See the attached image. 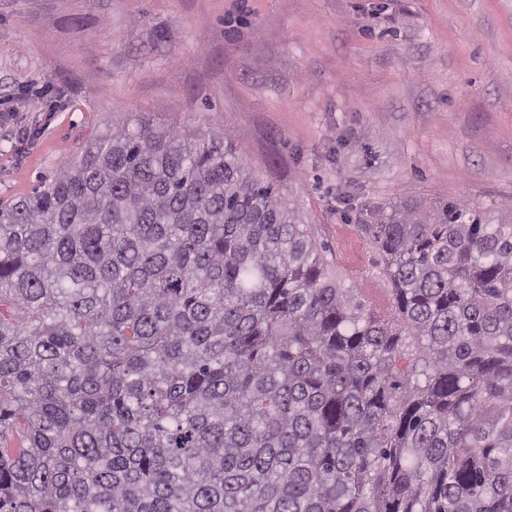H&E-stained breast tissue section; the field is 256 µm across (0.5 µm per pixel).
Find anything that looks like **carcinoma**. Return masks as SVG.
<instances>
[{"label":"carcinoma","mask_w":512,"mask_h":512,"mask_svg":"<svg viewBox=\"0 0 512 512\" xmlns=\"http://www.w3.org/2000/svg\"><path fill=\"white\" fill-rule=\"evenodd\" d=\"M361 228L392 312L222 131L149 118L0 208V512H512V203Z\"/></svg>","instance_id":"1"}]
</instances>
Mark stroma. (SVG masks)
Listing matches in <instances>:
<instances>
[{
	"label": "stroma",
	"instance_id": "35a3bbf8",
	"mask_svg": "<svg viewBox=\"0 0 512 512\" xmlns=\"http://www.w3.org/2000/svg\"><path fill=\"white\" fill-rule=\"evenodd\" d=\"M136 112L235 134L387 311L368 212L512 202V0H0L1 204Z\"/></svg>",
	"mask_w": 512,
	"mask_h": 512
}]
</instances>
